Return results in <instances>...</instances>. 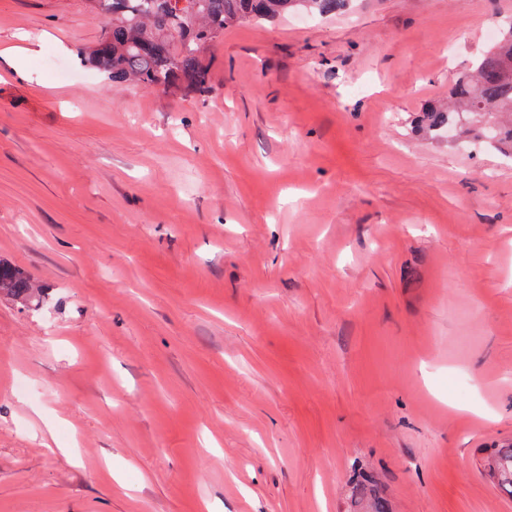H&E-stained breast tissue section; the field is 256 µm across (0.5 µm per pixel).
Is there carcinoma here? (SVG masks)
I'll list each match as a JSON object with an SVG mask.
<instances>
[{"instance_id":"carcinoma-1","label":"carcinoma","mask_w":512,"mask_h":512,"mask_svg":"<svg viewBox=\"0 0 512 512\" xmlns=\"http://www.w3.org/2000/svg\"><path fill=\"white\" fill-rule=\"evenodd\" d=\"M94 10L112 17L95 49L84 56L114 83L134 80L168 90L183 86L206 91L209 70L205 53L224 37L232 22H275L288 15L327 17L349 8L351 0H92ZM480 112L512 113V22L483 55L475 72L458 80L448 102L428 106L421 123L442 137L461 128L466 116ZM489 143L512 147V122L482 126ZM23 308L40 306L46 295L35 279L0 260V296ZM505 492L512 495V449L494 461Z\"/></svg>"}]
</instances>
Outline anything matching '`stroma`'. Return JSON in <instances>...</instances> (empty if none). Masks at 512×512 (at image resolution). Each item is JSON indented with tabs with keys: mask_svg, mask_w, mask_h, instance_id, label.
Here are the masks:
<instances>
[{
	"mask_svg": "<svg viewBox=\"0 0 512 512\" xmlns=\"http://www.w3.org/2000/svg\"><path fill=\"white\" fill-rule=\"evenodd\" d=\"M512 0L225 28L205 95L0 0V512H512V151L416 131ZM46 291L22 269L0 259V297L9 296L23 308H36L43 303Z\"/></svg>",
	"mask_w": 512,
	"mask_h": 512,
	"instance_id": "35a3bbf8",
	"label": "stroma"
}]
</instances>
